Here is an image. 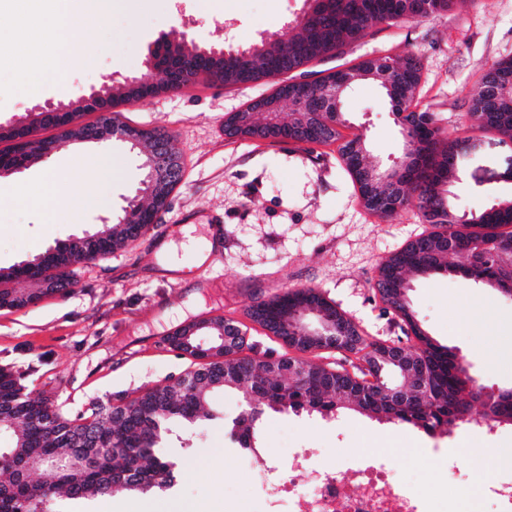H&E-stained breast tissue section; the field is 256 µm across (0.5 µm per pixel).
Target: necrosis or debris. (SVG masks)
I'll return each mask as SVG.
<instances>
[{
  "label": "necrosis or debris",
  "mask_w": 512,
  "mask_h": 512,
  "mask_svg": "<svg viewBox=\"0 0 512 512\" xmlns=\"http://www.w3.org/2000/svg\"><path fill=\"white\" fill-rule=\"evenodd\" d=\"M497 466L509 472L510 480L484 484L471 479L467 484L445 480L418 492L394 480L376 457L352 460L346 471L322 465L306 448L288 457L289 470H303L309 475L307 490H300L283 473L270 466L265 458L243 453L251 479L262 485L267 501L266 512H435L436 502L468 496L470 512H482L486 498L498 501L500 512H512V448L496 451Z\"/></svg>",
  "instance_id": "necrosis-or-debris-1"
}]
</instances>
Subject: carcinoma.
<instances>
[{
    "label": "carcinoma",
    "instance_id": "1",
    "mask_svg": "<svg viewBox=\"0 0 512 512\" xmlns=\"http://www.w3.org/2000/svg\"><path fill=\"white\" fill-rule=\"evenodd\" d=\"M459 0H304L296 20L298 32L288 38L274 32L249 48H226L224 70L207 77L226 86L255 82L297 71L328 58L339 68L318 71L311 88H293L296 103L288 112H278L255 122L252 135L266 139L274 133L297 144L315 137L320 144L341 139L346 118L342 110H316V90L336 80L341 69L355 74L354 84L373 82L383 91L399 118L404 139L397 182L370 180L373 166L368 143L363 153L353 155L348 140L339 146V157L349 173L363 207L382 218L406 206L418 209L432 230L388 255L378 267L375 294L402 322L406 339L370 340L358 334L354 323L315 288L289 290L257 301L249 317L263 328L294 316L301 305H312L343 321L356 337L361 365L353 371L326 367L318 362L286 353L276 359L244 353V339L221 348L197 339L201 334H224V319L216 318L185 344L187 328L168 337V345L194 359L181 375L167 384L149 388L137 397L112 403L96 401L72 412L56 404L42 391L33 394L26 373L11 364H0V430L13 437V446L0 448V512H36L55 495L74 499L108 496L120 487L139 494L165 491L175 477V462L160 452L162 434L175 422L195 426L213 419L207 411L210 391L242 389L246 414L232 421V429L243 448L258 452V429L266 411L334 418L344 410L356 411L379 423L416 428L435 437L448 427L468 423L474 404L493 401L491 415L483 420L495 426L512 425V394H487L475 384L448 346L415 332V312L401 299L397 288L408 285L412 274L427 276L449 272L474 279L488 288L512 293V193L475 212L458 214L448 200L449 187L457 179L456 157L469 140H446L431 115L414 105L421 79V57L409 51L386 57L380 74L373 63L347 59L346 48L368 30L382 24L390 27L403 19H418L429 13L448 11ZM201 48L180 46L170 58L180 68L193 64ZM512 80V57L491 64L481 86ZM103 103L127 100V85L99 90ZM472 116L484 130H494L512 139V105L487 100L480 89L472 99ZM40 141L31 140L18 149L0 151V169L9 170L38 156ZM91 243L99 257L134 241L132 228L115 221L94 232ZM82 253L60 251L50 260L35 256L7 269L0 268V309H21L44 296L71 293V267ZM22 280L23 291L3 284ZM291 350L307 353L328 348L314 336L283 339ZM398 352L387 362V351Z\"/></svg>",
    "mask_w": 512,
    "mask_h": 512
}]
</instances>
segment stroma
I'll return each instance as SVG.
<instances>
[{
  "instance_id": "obj_1",
  "label": "stroma",
  "mask_w": 512,
  "mask_h": 512,
  "mask_svg": "<svg viewBox=\"0 0 512 512\" xmlns=\"http://www.w3.org/2000/svg\"><path fill=\"white\" fill-rule=\"evenodd\" d=\"M303 0H150L148 6L109 13L77 34L67 79L49 83L40 74L50 43L32 38L26 64L0 61V124L25 120L35 106L68 103L105 81L152 83L149 44L173 28L187 30L201 46L245 48L283 30ZM417 52L423 63L417 91L421 110L448 139H472L451 188L458 212L485 207L493 194L511 193L512 140L479 129L471 100L492 62L512 56V0H469L464 7L405 19L373 29L349 48L351 56ZM273 81L224 86L201 78L141 105H118L121 123L161 129L174 138L183 175L157 224L145 236L105 258L74 268L77 286L19 310L0 309V362L35 366V390L51 392L70 411L96 398L131 399L187 369L190 356L169 347L171 334L192 323L222 317L248 326L257 353L280 355L286 347L248 320L255 301L297 288H315L373 340L396 338L399 320L373 288L379 263L428 232L412 207L382 219L364 209L340 164L335 145L231 137L226 119L271 95ZM342 110L344 136L364 135L373 162L388 164L402 136L381 90L363 82L349 91ZM112 157L119 173L107 182L90 175L95 160ZM143 158L129 143L73 141L49 159L0 176V268L44 253L57 241L94 232L121 216L145 176ZM61 183L46 203H21L11 189L37 184L47 172ZM80 187L97 196L87 208L72 196ZM224 227V247L211 249L212 227ZM409 300L437 343L457 354L486 392L512 388V298L453 273L412 277ZM238 392L209 398L214 414L202 427H175L166 454L183 472L173 495L216 508L215 487L226 498L247 499L265 512L264 497L236 462L237 446L225 426L242 411ZM481 408L469 424L445 437L381 424L354 411L334 420L269 413L259 430L263 454L316 448L323 464L344 470L348 461L375 451L413 488L441 477L497 479L487 455L512 448V426L485 437Z\"/></svg>"
}]
</instances>
